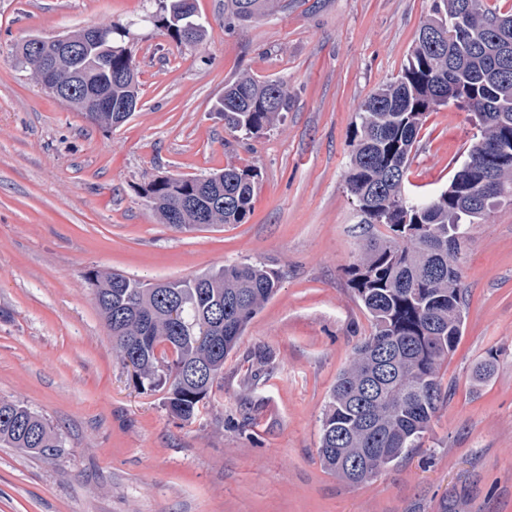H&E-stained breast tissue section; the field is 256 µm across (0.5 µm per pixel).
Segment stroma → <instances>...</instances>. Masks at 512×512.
Segmentation results:
<instances>
[{"instance_id": "stroma-1", "label": "stroma", "mask_w": 512, "mask_h": 512, "mask_svg": "<svg viewBox=\"0 0 512 512\" xmlns=\"http://www.w3.org/2000/svg\"><path fill=\"white\" fill-rule=\"evenodd\" d=\"M196 4L208 36L179 46L147 20L160 0H0V400L61 444L0 447V512H512V204L470 228L462 336L423 447L359 486L318 456L331 389L372 332L347 269L385 232L363 229L345 187L359 108L397 76L433 0H277L242 26L224 0ZM100 23L127 30L140 82L133 116L109 131L14 51ZM245 73L291 96L249 139L214 110ZM473 133L455 104L429 113L410 182L446 187ZM227 165L260 172L245 223L179 231L143 195ZM244 262L275 268L278 291L183 423L113 350L87 275L172 281ZM490 355L492 378L474 382Z\"/></svg>"}]
</instances>
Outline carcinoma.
Listing matches in <instances>:
<instances>
[{
  "label": "carcinoma",
  "mask_w": 512,
  "mask_h": 512,
  "mask_svg": "<svg viewBox=\"0 0 512 512\" xmlns=\"http://www.w3.org/2000/svg\"><path fill=\"white\" fill-rule=\"evenodd\" d=\"M274 2L225 0L224 7L244 24L269 12ZM148 20L179 45L198 44L207 34L195 0H171ZM108 30L98 52L62 59L51 81L79 82L67 103L110 130L113 113L100 108L91 92L107 89L112 103L122 104L139 99V82L125 32ZM425 31L438 39L426 41ZM34 42L22 39L16 57L40 81L49 52L31 50ZM498 43L512 46V11L492 10L485 0H434L397 78L372 92L358 113L345 185L360 223L382 225L388 234L371 240L350 267L351 287L373 331L336 379L318 448L324 467L354 485L423 447L444 400L438 371L454 352L464 323L460 255L468 226L512 197V62L501 67ZM117 70L126 73L125 80H112ZM450 89L458 107L470 112L476 137L446 189L410 197L406 173L422 120L447 104L441 94ZM288 104L284 83L244 74L224 88L217 111L227 128L251 137L264 134ZM483 145L500 151L491 172L498 189L492 192L479 185L487 168ZM258 177L255 168L228 165L207 175L158 177L143 193L162 223L202 230L244 223ZM87 280L123 364L133 366L140 386L164 390L169 411L186 422L210 398L223 378L224 358L279 286L278 273L262 263L150 286L107 271L91 272ZM185 366L202 368L205 380L185 379ZM0 445L48 456L60 448L45 419L5 400Z\"/></svg>",
  "instance_id": "carcinoma-1"
}]
</instances>
